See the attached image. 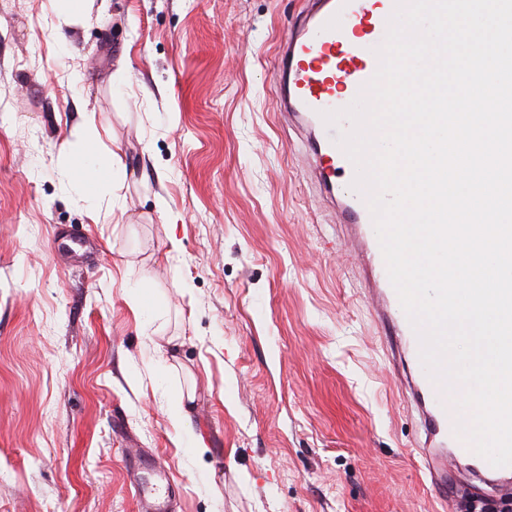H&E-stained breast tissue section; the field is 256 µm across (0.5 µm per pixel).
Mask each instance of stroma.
<instances>
[{
	"instance_id": "35a3bbf8",
	"label": "stroma",
	"mask_w": 512,
	"mask_h": 512,
	"mask_svg": "<svg viewBox=\"0 0 512 512\" xmlns=\"http://www.w3.org/2000/svg\"><path fill=\"white\" fill-rule=\"evenodd\" d=\"M0 0V512H448L348 229L282 126L303 0ZM94 121L128 171L92 219ZM148 282L156 311L133 308ZM194 395L181 444L170 398ZM167 489H169V478L164 473L159 474V479L155 484L139 487L136 491L139 511L164 512L168 497Z\"/></svg>"
}]
</instances>
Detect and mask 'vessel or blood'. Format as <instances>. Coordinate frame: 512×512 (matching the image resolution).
<instances>
[{
  "mask_svg": "<svg viewBox=\"0 0 512 512\" xmlns=\"http://www.w3.org/2000/svg\"><path fill=\"white\" fill-rule=\"evenodd\" d=\"M397 0H304L299 17L283 39L275 67L280 115L298 131L311 158L308 174L337 213L340 223L352 225L351 245L364 248L374 261L377 279L370 299L378 317L390 321L402 342L408 372L401 385L417 412L424 434L421 453L433 488L447 489L450 475L461 462H469L478 481L457 491L477 497L478 485L500 498L512 499V466L495 467L477 455L455 433L458 414L430 379L420 360V343L391 285L363 194L352 189L356 170L336 142L339 129L329 128L321 114L350 105L375 75L387 21ZM169 479L138 488L139 512H165Z\"/></svg>",
  "mask_w": 512,
  "mask_h": 512,
  "instance_id": "1",
  "label": "vessel or blood"
}]
</instances>
